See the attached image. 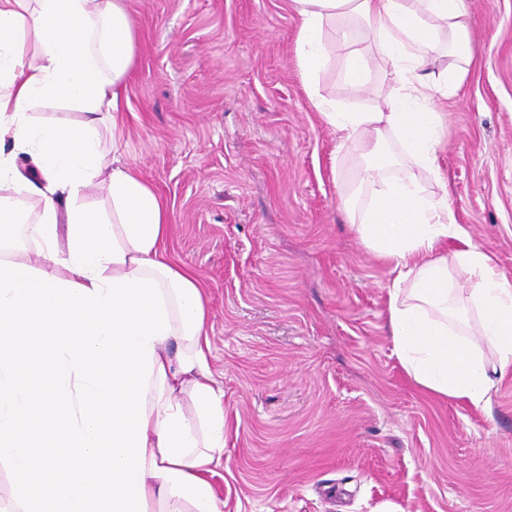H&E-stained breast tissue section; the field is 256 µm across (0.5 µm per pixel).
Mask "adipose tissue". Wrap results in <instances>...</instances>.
<instances>
[{"label":"adipose tissue","instance_id":"1","mask_svg":"<svg viewBox=\"0 0 512 512\" xmlns=\"http://www.w3.org/2000/svg\"><path fill=\"white\" fill-rule=\"evenodd\" d=\"M43 0H0V248L16 263H28L34 243L51 275L90 286L89 275L70 262L66 190H49L43 174L23 176L5 147L14 143L11 117L23 85L41 77L49 60L38 49V63L26 59ZM93 20L94 61L106 79L105 97L84 120L100 127L104 119L122 121V89L136 52L132 20L123 0H79ZM299 18L298 64L320 118L341 141L361 140L369 155L397 138L405 160L434 167L441 115L437 97L453 95L478 59L469 38L466 0H292ZM358 19L363 36L393 63L396 96L367 112L337 111L332 100L315 93L320 70L335 46L345 50L343 85L362 87L369 69L353 47L346 24ZM447 49L453 62L442 72L429 61ZM96 184L112 198V228L125 252L121 263H105L107 277L155 279L164 295L171 332L154 342V369L146 397L147 503L185 501L193 512H222L206 478L224 453V394L212 384L205 331L208 311L202 288L185 268L164 254L169 212L152 186L131 169L101 164ZM22 187L39 205L29 217L6 195ZM356 232L379 257L395 264L388 290V330L393 350L410 378L425 392L488 408L497 377L512 372V280L457 221L448 196L426 193L414 177L380 178ZM469 275L470 289L454 287L449 265ZM478 311L479 324L470 313Z\"/></svg>","mask_w":512,"mask_h":512}]
</instances>
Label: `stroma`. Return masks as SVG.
I'll return each mask as SVG.
<instances>
[{"mask_svg":"<svg viewBox=\"0 0 512 512\" xmlns=\"http://www.w3.org/2000/svg\"><path fill=\"white\" fill-rule=\"evenodd\" d=\"M136 33L118 131L102 149L154 188L165 249L208 300L209 364L224 393L223 512H512V375L490 409L412 381L387 331L394 275L352 227L374 185L358 142L319 117L296 58L290 0H124ZM483 48L443 114L437 172L458 220L512 279V0H467ZM370 82L318 76L342 112L394 92L366 41Z\"/></svg>","mask_w":512,"mask_h":512,"instance_id":"stroma-1","label":"stroma"}]
</instances>
